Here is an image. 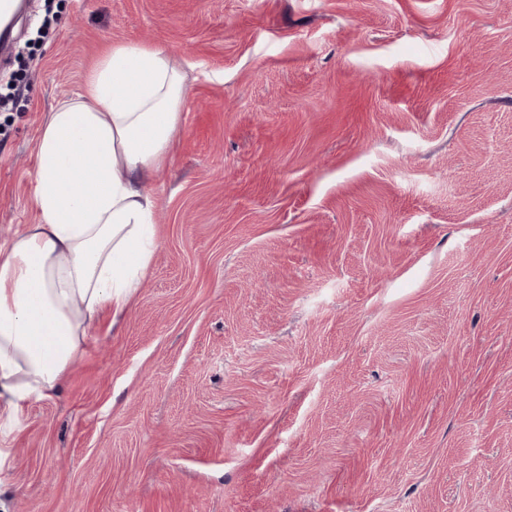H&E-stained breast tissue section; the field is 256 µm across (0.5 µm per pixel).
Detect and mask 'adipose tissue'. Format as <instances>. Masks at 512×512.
Here are the masks:
<instances>
[{"label": "adipose tissue", "mask_w": 512, "mask_h": 512, "mask_svg": "<svg viewBox=\"0 0 512 512\" xmlns=\"http://www.w3.org/2000/svg\"><path fill=\"white\" fill-rule=\"evenodd\" d=\"M181 72L116 44L49 112L37 144V221L0 250V417L55 394L103 311L123 316L157 248L144 182L181 130Z\"/></svg>", "instance_id": "obj_1"}]
</instances>
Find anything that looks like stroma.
Returning a JSON list of instances; mask_svg holds the SVG:
<instances>
[{
	"instance_id": "stroma-1",
	"label": "stroma",
	"mask_w": 512,
	"mask_h": 512,
	"mask_svg": "<svg viewBox=\"0 0 512 512\" xmlns=\"http://www.w3.org/2000/svg\"><path fill=\"white\" fill-rule=\"evenodd\" d=\"M29 0L0 248L102 49L184 76L158 248L0 437V512H512V0Z\"/></svg>"
}]
</instances>
